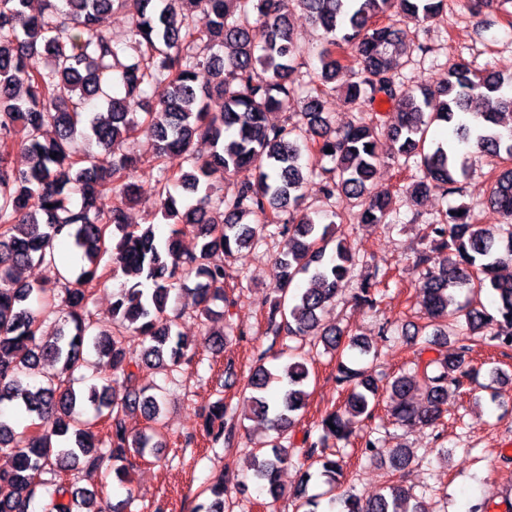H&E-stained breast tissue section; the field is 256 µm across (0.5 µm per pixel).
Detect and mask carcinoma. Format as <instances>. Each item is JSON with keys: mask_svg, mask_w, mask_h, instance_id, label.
<instances>
[{"mask_svg": "<svg viewBox=\"0 0 512 512\" xmlns=\"http://www.w3.org/2000/svg\"><path fill=\"white\" fill-rule=\"evenodd\" d=\"M31 2L0 0V404H14L33 426L19 438L11 420L0 417V452L8 449L11 458L9 468L0 467V512H30L40 495L48 496L47 512H105L91 507L97 491H73L57 477L79 469L104 480L110 461L115 478L127 484L132 459L157 456L166 438L164 403L139 383L138 371L144 360L172 374L190 360L188 340L176 331L180 314L167 313L171 292L190 294L203 322L226 319L233 301L224 291V260L262 242L272 224L289 247L275 261L277 297L265 312L266 332L336 354V389L344 396L304 433V460L320 464L331 492L340 485L348 446L388 460L394 471L408 467L412 449L382 448L375 437L383 426L381 398L390 400L392 424L437 429L450 394L479 374L468 358L472 343L512 351V274L502 273L512 265V166L494 173L483 202L506 223L480 224L461 205L424 225L416 288L433 330L414 327L416 368L384 381L354 365L373 353L372 342L321 323L359 257L345 235L304 207L301 188L307 176L320 177L324 196L337 199L350 223H387L392 195L368 193L384 136L394 164L421 171L409 186L414 200L434 190L456 193L471 140L483 153L512 160V127L499 130L504 114H512V74L477 71L461 60L433 85L405 86L401 59L429 48L407 41L399 22H430L445 0H295L325 35L315 77L302 71L289 0H41L34 15ZM117 9L131 14L125 41L99 27V16ZM40 56L50 58L43 69L35 64ZM203 66L212 73L207 84L195 78ZM343 75L347 103L372 106L383 98L395 122L385 127L360 117L333 127L326 95ZM151 91L155 102L145 121L157 148L149 167L161 184L158 212L172 221L165 237L152 224L127 223L141 162L120 146L135 132L134 112ZM439 122L449 127L448 143L428 147V131ZM78 135L89 148L81 156L71 150ZM17 149L28 156L25 169L11 165ZM242 167L255 170V181L218 192L217 179ZM73 195L81 199L76 207L69 206ZM187 231L201 241L196 252L182 248ZM62 235L84 260L76 275L54 254L52 242ZM106 256L112 272L136 281L113 294L112 322L94 332L88 305L109 272L101 266ZM33 262L48 271L36 285L16 275ZM386 279L374 268L353 295L354 308L375 309ZM484 290L493 297L491 312L480 299ZM54 315L64 326L47 339L39 330ZM136 337L139 359L125 348ZM88 346L109 358L112 378L78 391L74 374ZM258 361L247 402L276 437L254 443L247 470L264 484L270 505L287 495L296 509L319 512V497L306 495L308 478L289 494L278 481L294 458L288 433L309 397L308 358L290 347L278 371L264 357ZM47 364L59 369L46 374ZM89 409L107 425L95 442ZM135 412L147 420L137 432L127 425ZM236 414L222 397L211 403L205 437L234 447ZM209 491L208 503L193 512H224V479ZM338 499L342 512H433L426 497L395 482L367 499Z\"/></svg>", "mask_w": 512, "mask_h": 512, "instance_id": "cac0c4a2", "label": "carcinoma"}]
</instances>
